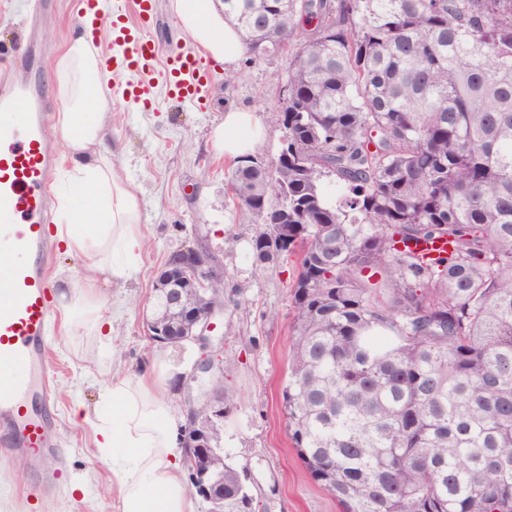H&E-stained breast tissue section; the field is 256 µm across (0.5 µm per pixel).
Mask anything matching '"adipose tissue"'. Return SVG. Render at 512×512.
Masks as SVG:
<instances>
[{"label":"adipose tissue","mask_w":512,"mask_h":512,"mask_svg":"<svg viewBox=\"0 0 512 512\" xmlns=\"http://www.w3.org/2000/svg\"><path fill=\"white\" fill-rule=\"evenodd\" d=\"M172 14L192 42L215 62L232 68L242 50L235 28L225 21L218 0H169ZM95 15L74 31L53 66L56 89L64 102L57 124L70 163L66 179L84 188L81 205L60 198L54 239L83 259L80 279L61 280L59 307L65 331L77 328L110 335L112 324L100 313L103 279H120L136 269L143 250L136 192L124 184L112 163L115 151L106 137V101L100 93L111 80L91 29L105 23ZM256 122L252 113L229 111L214 132L225 157L247 154ZM163 374L151 370L138 380L113 373L105 398L112 421L98 428L97 445L112 454L119 485L116 512H193L180 473L183 427L177 411L160 391Z\"/></svg>","instance_id":"adipose-tissue-1"}]
</instances>
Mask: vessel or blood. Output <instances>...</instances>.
Here are the masks:
<instances>
[{
    "label": "vessel or blood",
    "instance_id": "b4317fda",
    "mask_svg": "<svg viewBox=\"0 0 512 512\" xmlns=\"http://www.w3.org/2000/svg\"><path fill=\"white\" fill-rule=\"evenodd\" d=\"M133 4L134 17H116L111 25L121 54L104 59L106 66L130 73L123 97L136 109L152 105L153 87L141 75L160 60L167 96L195 101L212 73L193 53L161 52L150 35L154 0ZM46 106L31 87L0 79V433L17 459L51 471L59 450L49 419L46 344L54 308L46 272L52 207L47 188L56 159L49 150Z\"/></svg>",
    "mask_w": 512,
    "mask_h": 512
}]
</instances>
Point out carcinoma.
Listing matches in <instances>:
<instances>
[{
    "mask_svg": "<svg viewBox=\"0 0 512 512\" xmlns=\"http://www.w3.org/2000/svg\"><path fill=\"white\" fill-rule=\"evenodd\" d=\"M224 16L249 60L291 52L288 161L231 183L299 255L283 402L308 474L342 512H512V0ZM242 472L224 512H249Z\"/></svg>",
    "mask_w": 512,
    "mask_h": 512,
    "instance_id": "carcinoma-1",
    "label": "carcinoma"
}]
</instances>
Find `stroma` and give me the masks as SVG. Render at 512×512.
Segmentation results:
<instances>
[{"mask_svg": "<svg viewBox=\"0 0 512 512\" xmlns=\"http://www.w3.org/2000/svg\"><path fill=\"white\" fill-rule=\"evenodd\" d=\"M26 0H0V48L24 42ZM39 21L40 51L27 77L50 102H58L52 66L72 32L82 25L83 0H48ZM288 56L251 63L239 56L237 78L225 83L222 64L210 62L214 81L197 103L167 98L155 87L146 110L123 99L127 73L112 77L107 99V136L118 152L119 176L139 198L144 238L140 263L130 276L108 282L101 306L112 323L111 337L85 331L65 335L53 320L48 360L54 403L50 419L61 455L56 477L41 476L33 463L10 456L0 442V512H115L111 463L102 461L95 431L105 412L103 392L113 370L131 378L155 365L191 373L202 356L198 345H164L147 335L142 312L151 301L158 270L179 250L203 246L227 274L224 319V424L219 429L227 462L247 467L254 512H342L340 504L314 482L288 435L282 389L288 382L293 308L291 285L298 258L256 268L251 240L259 218L236 208L230 179L236 166L213 144L215 129L230 110L252 112L258 134L251 154L268 161L283 133L268 119L279 111V83Z\"/></svg>", "mask_w": 512, "mask_h": 512, "instance_id": "35a3bbf8", "label": "stroma"}]
</instances>
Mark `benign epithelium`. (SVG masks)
I'll list each match as a JSON object with an SVG mask.
<instances>
[{
    "instance_id": "benign-epithelium-1",
    "label": "benign epithelium",
    "mask_w": 512,
    "mask_h": 512,
    "mask_svg": "<svg viewBox=\"0 0 512 512\" xmlns=\"http://www.w3.org/2000/svg\"><path fill=\"white\" fill-rule=\"evenodd\" d=\"M254 249L273 253L288 245V225H267L256 232ZM184 261L167 263L159 272L154 291L165 294L169 315L150 309V337L163 344L192 342L205 351L189 377L180 379L189 408L182 429V447L188 463L189 489L210 505V512H224V449L213 441L224 421V388L220 385L223 359L212 352L215 319L224 314V292L207 288L224 281V267L206 250L183 251Z\"/></svg>"
}]
</instances>
